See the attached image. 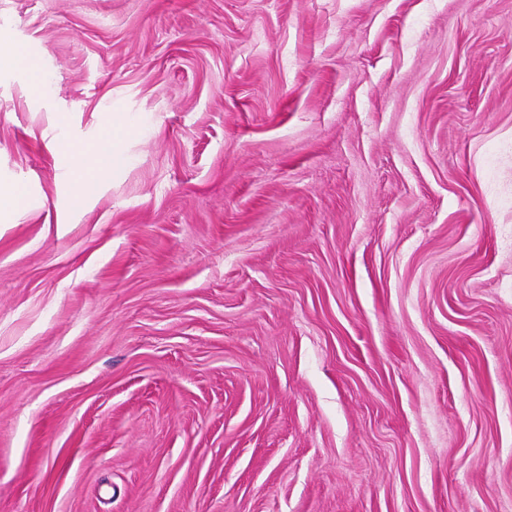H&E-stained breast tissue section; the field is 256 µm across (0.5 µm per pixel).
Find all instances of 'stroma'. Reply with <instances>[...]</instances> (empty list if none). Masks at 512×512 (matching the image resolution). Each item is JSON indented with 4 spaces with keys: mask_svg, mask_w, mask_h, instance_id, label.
Returning <instances> with one entry per match:
<instances>
[{
    "mask_svg": "<svg viewBox=\"0 0 512 512\" xmlns=\"http://www.w3.org/2000/svg\"><path fill=\"white\" fill-rule=\"evenodd\" d=\"M1 44L0 512H512V0H0ZM22 65L35 77L41 73V65L38 59L31 56H20L15 50L0 48V67L8 68L13 65ZM73 157L75 163L91 176H95L99 171L112 166V162H114L111 153L94 147L76 148Z\"/></svg>",
    "mask_w": 512,
    "mask_h": 512,
    "instance_id": "stroma-1",
    "label": "stroma"
}]
</instances>
